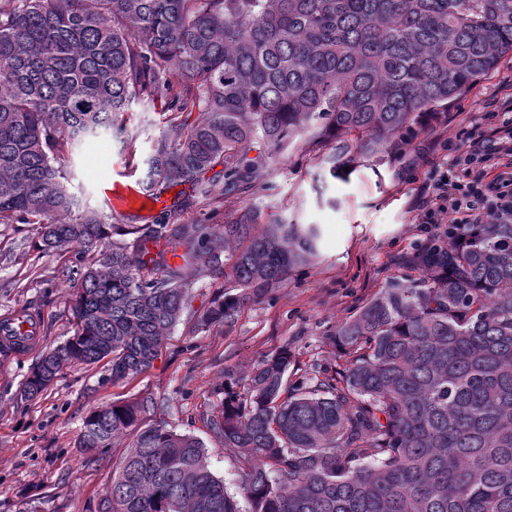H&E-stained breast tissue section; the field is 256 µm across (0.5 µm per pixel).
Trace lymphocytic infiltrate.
Returning a JSON list of instances; mask_svg holds the SVG:
<instances>
[{
	"label": "lymphocytic infiltrate",
	"instance_id": "1",
	"mask_svg": "<svg viewBox=\"0 0 512 512\" xmlns=\"http://www.w3.org/2000/svg\"><path fill=\"white\" fill-rule=\"evenodd\" d=\"M483 121L481 134H466L451 145L463 176L447 174L425 185L419 223L480 224L512 215V100L486 111Z\"/></svg>",
	"mask_w": 512,
	"mask_h": 512
}]
</instances>
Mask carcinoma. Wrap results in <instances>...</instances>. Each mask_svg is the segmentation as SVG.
Returning a JSON list of instances; mask_svg holds the SVG:
<instances>
[{
    "label": "carcinoma",
    "instance_id": "obj_1",
    "mask_svg": "<svg viewBox=\"0 0 512 512\" xmlns=\"http://www.w3.org/2000/svg\"><path fill=\"white\" fill-rule=\"evenodd\" d=\"M512 54V0H4L0 3V224L36 226L44 252L93 251L74 287L73 334L23 383L43 393L72 364L108 360L122 380L150 367L206 269L241 289L207 308L232 321L257 291L317 254L314 224H168L133 251L118 225L73 215L64 153L126 133L143 98L169 101L146 187L249 192L257 142L273 160L331 135L332 170L374 156L420 113L448 108ZM195 114L194 120L184 114ZM182 253H177L178 249ZM179 254L171 265L166 254ZM396 280L336 327L347 367L288 382L284 349L229 390L209 425L246 461L249 512H512V220L450 224ZM154 402L82 419L79 445L107 448ZM104 512H241L197 438L141 430Z\"/></svg>",
    "mask_w": 512,
    "mask_h": 512
}]
</instances>
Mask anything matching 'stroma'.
I'll list each match as a JSON object with an SVG mask.
<instances>
[{"label": "stroma", "instance_id": "35a3bbf8", "mask_svg": "<svg viewBox=\"0 0 512 512\" xmlns=\"http://www.w3.org/2000/svg\"><path fill=\"white\" fill-rule=\"evenodd\" d=\"M510 74L509 55L449 104V134L459 129L457 113L481 112L498 94L499 76ZM167 116L160 99L141 100L124 115L136 136L132 172L137 179L145 177ZM335 151L332 138L299 143L259 170L256 190L217 201L175 186L170 223L221 224L250 210L263 223L281 218L315 224L321 230L319 257L286 284L263 290L224 326L201 325L198 317L229 292V283L198 275L158 358L117 382L110 380L106 363L78 364L43 395L23 396L22 383L41 350L73 332L80 262L72 252L34 250L33 225L0 224V317L25 309L40 322L39 339L30 349L12 356L0 352V512H100L136 433L126 431L111 447L89 451L78 443L82 419L95 407L147 397L155 408L144 415V424L162 421L199 439L211 471L229 493H238L241 454L224 447L208 426L225 388L246 391L253 366L284 349L292 355V381L317 365L332 372L344 368L333 338L337 324L391 280L417 277L408 258L443 230L439 224L417 223L416 201L433 173L451 168L453 154L420 121H413L402 151L358 159L334 176L327 159ZM126 153L121 137L106 132L67 156L69 189L81 211H106L98 183L109 176L113 157Z\"/></svg>", "mask_w": 512, "mask_h": 512}]
</instances>
